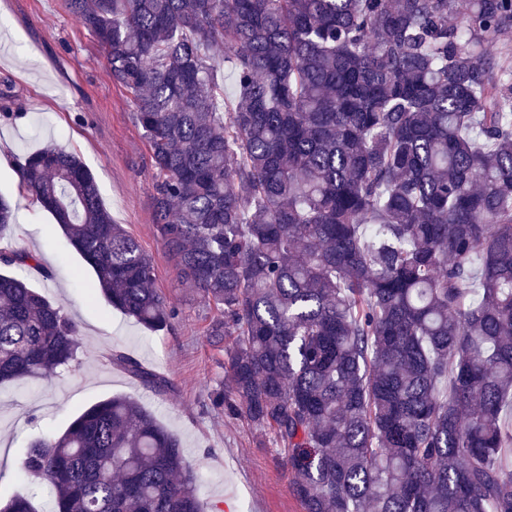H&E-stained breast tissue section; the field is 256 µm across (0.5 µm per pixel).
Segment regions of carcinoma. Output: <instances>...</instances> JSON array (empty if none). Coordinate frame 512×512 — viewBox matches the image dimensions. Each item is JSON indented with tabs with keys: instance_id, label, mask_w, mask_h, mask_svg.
<instances>
[{
	"instance_id": "obj_1",
	"label": "carcinoma",
	"mask_w": 512,
	"mask_h": 512,
	"mask_svg": "<svg viewBox=\"0 0 512 512\" xmlns=\"http://www.w3.org/2000/svg\"><path fill=\"white\" fill-rule=\"evenodd\" d=\"M68 4L134 106L157 237L216 310L212 402L271 435L305 512H512V0ZM20 184L109 305L175 318L77 155L43 148ZM14 221L0 197V386L77 362V325L10 272L38 262L5 241ZM19 472L51 512H205L179 439L130 396L34 439Z\"/></svg>"
}]
</instances>
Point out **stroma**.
Instances as JSON below:
<instances>
[{
    "mask_svg": "<svg viewBox=\"0 0 512 512\" xmlns=\"http://www.w3.org/2000/svg\"><path fill=\"white\" fill-rule=\"evenodd\" d=\"M13 86L9 110H0V195L16 221L13 245L39 262L19 273L62 306L78 326L76 369L50 380L26 378L0 386V504L28 495L48 512L49 487L18 475L24 448L42 433L62 431L72 417L100 400L126 395L180 440L186 462L202 476L200 495L216 512H304L293 476L268 435L245 420L226 417L210 396L227 381L224 354L211 346L212 305L184 287L154 230L148 145L125 90L113 83L105 55L68 0H0V80ZM54 146L76 154L93 172L104 207L150 256L156 286L178 314L152 331L121 311L93 300L92 269L53 217L21 189L26 158ZM119 351L170 379L156 394L116 366Z\"/></svg>",
    "mask_w": 512,
    "mask_h": 512,
    "instance_id": "stroma-1",
    "label": "stroma"
}]
</instances>
